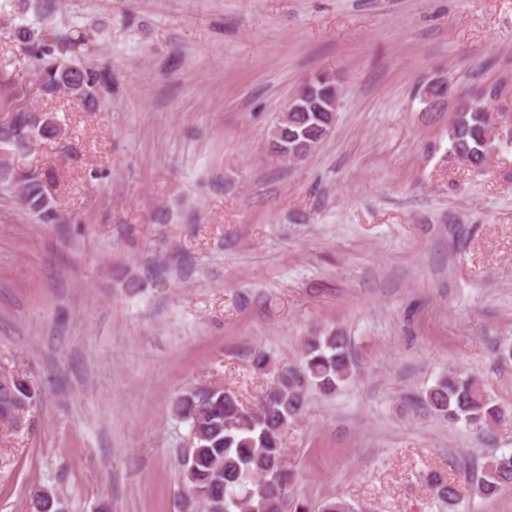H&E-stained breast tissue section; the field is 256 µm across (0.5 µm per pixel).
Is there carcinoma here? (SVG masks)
Returning <instances> with one entry per match:
<instances>
[{"mask_svg": "<svg viewBox=\"0 0 512 512\" xmlns=\"http://www.w3.org/2000/svg\"><path fill=\"white\" fill-rule=\"evenodd\" d=\"M18 38L32 46L40 88L46 94L65 91L80 99L90 109L100 103L108 87V74L77 56L64 59L58 55L55 37L39 36L27 28L17 31ZM502 86L490 87L481 97L463 107L448 129L452 153L471 155V166L486 165L485 142L491 128L488 103L497 99ZM331 127L322 121L306 120L293 112L279 122L270 136L272 151L280 154L281 145L300 137L310 153L328 137ZM60 137L59 127L29 112L17 113L11 124L0 125V147L27 154L40 140ZM15 187L22 201L41 221L55 219L38 176L33 172L16 178ZM354 358L347 336L328 329L308 337L299 367L275 371L272 380L253 404L220 385L192 387L181 392L173 402L175 414L190 426L188 448L181 459V485L190 495L188 508L203 512H312V506L292 496L294 473L285 465L283 433L301 418L311 388L324 397L335 396L352 377ZM39 398L31 386L14 389L7 399H0V424L18 427ZM426 412L454 425L463 423L477 434L512 417L508 409L496 405L484 394L476 377L462 370L450 371L417 400ZM427 482L437 500L448 508L459 498V486L439 471L427 475ZM512 489V454L489 459L482 466L477 491L489 498ZM42 488L31 491L34 512H59L57 497L41 495ZM318 512H356L341 497H331L318 506Z\"/></svg>", "mask_w": 512, "mask_h": 512, "instance_id": "obj_1", "label": "carcinoma"}]
</instances>
